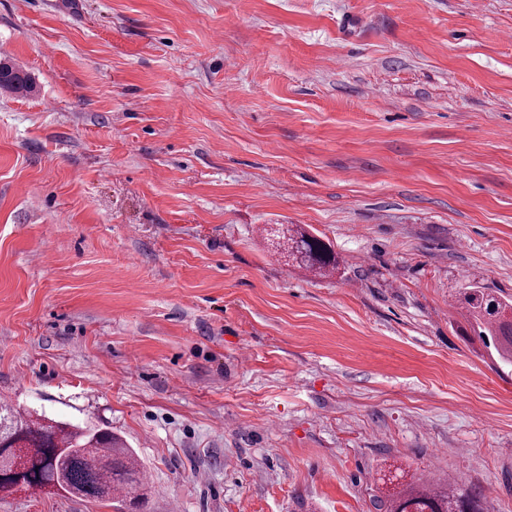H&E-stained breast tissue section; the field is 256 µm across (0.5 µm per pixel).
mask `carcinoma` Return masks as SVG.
I'll use <instances>...</instances> for the list:
<instances>
[{
	"label": "carcinoma",
	"mask_w": 512,
	"mask_h": 512,
	"mask_svg": "<svg viewBox=\"0 0 512 512\" xmlns=\"http://www.w3.org/2000/svg\"><path fill=\"white\" fill-rule=\"evenodd\" d=\"M34 78L9 61H0V89L28 95ZM266 233L287 240L288 257L316 275L336 268L331 247L302 228L271 224ZM460 303L475 335L512 363V300L483 288L465 289ZM44 491L59 484L80 499L116 500L128 512H142L144 477L132 449L109 429H87L22 411L0 402V497ZM386 512H488L486 499L467 489L422 482L392 492L382 501Z\"/></svg>",
	"instance_id": "obj_1"
}]
</instances>
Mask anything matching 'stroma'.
I'll return each mask as SVG.
<instances>
[{
	"label": "stroma",
	"instance_id": "stroma-1",
	"mask_svg": "<svg viewBox=\"0 0 512 512\" xmlns=\"http://www.w3.org/2000/svg\"><path fill=\"white\" fill-rule=\"evenodd\" d=\"M1 56L0 399L111 428L144 512H382L395 467L512 512L456 303L512 296V0H0ZM35 88L34 78L15 64L0 60V89L28 95ZM264 229L268 236L287 239L288 257L299 266L316 275H327L336 268V255L331 247L320 239L308 234L301 227L284 228V224H269Z\"/></svg>",
	"mask_w": 512,
	"mask_h": 512
}]
</instances>
